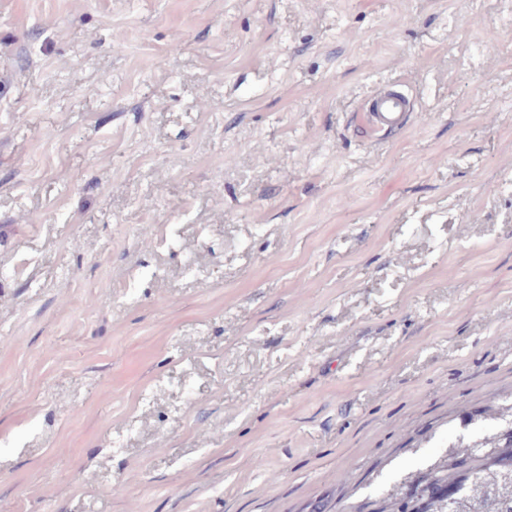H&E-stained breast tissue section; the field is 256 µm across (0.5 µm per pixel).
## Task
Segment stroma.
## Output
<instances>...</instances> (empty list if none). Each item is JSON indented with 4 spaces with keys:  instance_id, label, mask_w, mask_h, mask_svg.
Listing matches in <instances>:
<instances>
[{
    "instance_id": "35a3bbf8",
    "label": "stroma",
    "mask_w": 512,
    "mask_h": 512,
    "mask_svg": "<svg viewBox=\"0 0 512 512\" xmlns=\"http://www.w3.org/2000/svg\"><path fill=\"white\" fill-rule=\"evenodd\" d=\"M509 387L507 0H0V512H379ZM365 106V129L377 138L406 128L414 115L410 99L392 88L374 91Z\"/></svg>"
}]
</instances>
